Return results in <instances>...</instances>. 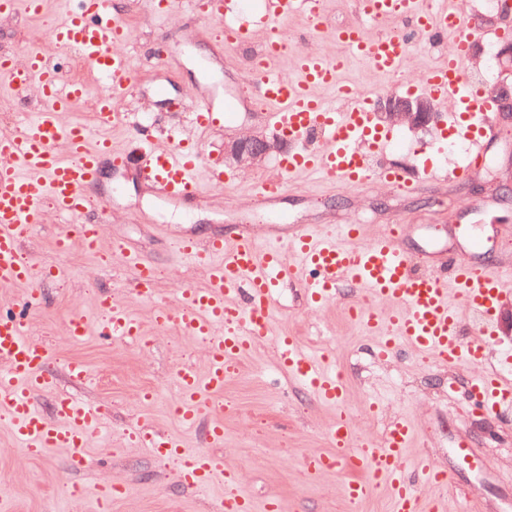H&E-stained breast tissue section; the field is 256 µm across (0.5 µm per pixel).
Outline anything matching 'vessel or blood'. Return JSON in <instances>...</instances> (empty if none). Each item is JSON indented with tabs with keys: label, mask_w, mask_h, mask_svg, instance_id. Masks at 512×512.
<instances>
[{
	"label": "vessel or blood",
	"mask_w": 512,
	"mask_h": 512,
	"mask_svg": "<svg viewBox=\"0 0 512 512\" xmlns=\"http://www.w3.org/2000/svg\"><path fill=\"white\" fill-rule=\"evenodd\" d=\"M63 5V20L50 27L53 43L61 50H77L93 73L109 80V89L95 98L94 118L101 129L119 126L122 115L116 104L133 75L131 62L121 50L128 29L114 13L112 0H63ZM356 9L357 23L334 29L332 38L342 52L330 58L284 40L276 29L277 23L300 19L311 38H322L324 0H263L262 19L268 30L265 51L252 62L251 86L255 99L267 107L269 122L288 137L293 148L280 160L279 175L256 183L253 201L280 196L287 188V177L299 174H315L350 187L373 177L401 193L413 192L419 181L435 178L430 167L416 178L396 170L372 173L370 154L389 145L393 135L376 123L373 96L339 80L354 60L363 61L373 73L399 75L415 38L445 45L443 59L428 72L424 90L454 118V135L476 147L498 137L496 105L468 69L471 45L485 39L487 32L470 13L467 0H356ZM398 21L411 22L413 37L398 32L371 36V27ZM285 56L292 59L294 77L283 76L275 67ZM60 74L36 47L26 50L22 61L0 60L1 80L21 95L33 93L43 102L18 128L0 135L1 285H33L32 266L23 258L21 246L36 224L42 223L45 206L80 227L75 235L61 232L58 250H68L76 239L84 250L96 252L101 227L85 222L84 217L91 208L107 209L108 201L91 198L88 190L98 179L103 159H110L117 168L128 162L125 153L113 152L108 138H92L87 126L63 120V113L86 99L87 89L81 81L61 83ZM189 107L204 126L219 117L231 119L237 110L232 99L219 104L194 100ZM314 130L324 138L318 148L307 144ZM200 161L185 140L151 150L147 159L157 191L173 199L198 195ZM405 231V225L390 224L368 239L357 224L339 225L333 233L308 225L287 248L273 242L263 251L244 234L217 237L203 247L189 238L177 240V249L204 269L207 279L204 288L183 289L176 307L160 306L154 313L159 329L175 326L200 338L208 354L206 371L183 365L175 374L182 423L194 425L222 398L243 356L266 338L276 292L287 282L299 284L313 307L334 301L342 285L363 290V302L352 304L349 313L378 338L379 358L394 355L403 345L451 368L480 363L491 336L489 323L504 295L512 292V267L451 256L430 272H415L416 255L404 245ZM112 253L133 268L134 289L152 296L153 267L132 256L123 242H113ZM99 308L106 315L100 333L121 340L140 338L141 325L124 306L105 297ZM467 308L484 317L471 337L463 329ZM27 326L24 313L0 314V411L8 416L14 438L27 453L61 448L70 469L84 468L89 443L104 423L105 408L57 394L53 417L37 409L35 394L55 392L54 353L46 343L28 336ZM275 349L282 368L337 412L325 430L330 450L306 459L308 474L344 465L361 473L343 486L350 504L367 499L381 481L393 512H433L422 489L447 483L448 474L427 458L409 461L407 450L416 435L412 423L399 417L378 437L355 434L346 385L324 368L323 356L305 351L291 336L280 337ZM467 397L475 409L492 413L512 403V383L480 374ZM138 439L172 462L187 486L199 490L223 482L221 512H253L251 501L235 488V471L207 450L186 447L179 436L158 435L149 429L140 431Z\"/></svg>",
	"instance_id": "1"
}]
</instances>
